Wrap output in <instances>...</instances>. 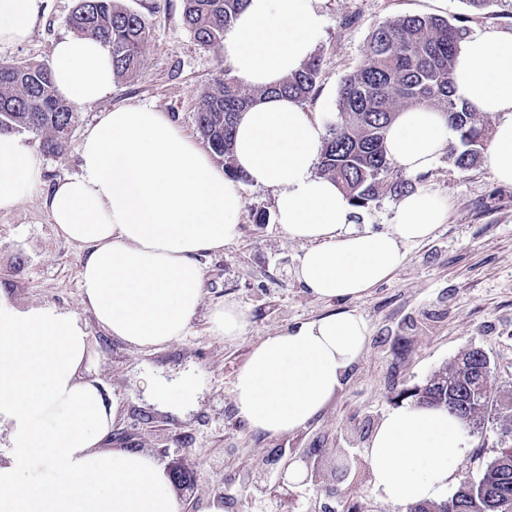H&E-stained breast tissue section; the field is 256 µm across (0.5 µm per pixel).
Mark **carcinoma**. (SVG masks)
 <instances>
[{"label": "carcinoma", "mask_w": 512, "mask_h": 512, "mask_svg": "<svg viewBox=\"0 0 512 512\" xmlns=\"http://www.w3.org/2000/svg\"><path fill=\"white\" fill-rule=\"evenodd\" d=\"M247 0H184V24L202 46H224V33ZM72 33L95 38L110 51L112 74L128 81L144 63L148 28L144 17L119 0H77L68 19ZM467 37L463 21L433 16H405L378 26L366 45L367 63L339 88L335 121L326 127L319 174L334 179L356 210L369 207L380 193L405 189L386 184L399 172L388 157L385 137L397 114L408 107L437 109L457 134L452 148L455 165L473 167L484 149V130L476 113L451 96V76ZM320 75L316 58L273 89L299 102L314 93ZM265 94L240 83L224 69L200 95L197 130L227 175L243 179L234 167L233 141L241 112ZM73 104L57 94L50 64L0 62V134H29L41 150L59 155L77 123ZM420 406L443 407L464 426L479 427L489 410L503 421V443L480 476L464 477L452 497L436 506H411L410 512H512V394L495 386L485 354L473 348L451 368L433 374L416 391Z\"/></svg>", "instance_id": "obj_1"}]
</instances>
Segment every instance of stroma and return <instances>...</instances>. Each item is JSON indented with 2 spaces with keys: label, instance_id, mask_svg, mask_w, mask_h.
Returning <instances> with one entry per match:
<instances>
[{
  "label": "stroma",
  "instance_id": "35a3bbf8",
  "mask_svg": "<svg viewBox=\"0 0 512 512\" xmlns=\"http://www.w3.org/2000/svg\"><path fill=\"white\" fill-rule=\"evenodd\" d=\"M124 2L146 20L145 62L134 79L113 84L104 100L78 107L64 153L40 156L34 191L12 211L0 212V282L7 283V296L20 307L49 305L79 316L93 351L90 373L119 406L107 447L140 448L165 468L181 467L185 479L173 487L178 504L221 496L226 512H346L353 504L361 512H408L407 505L377 496L364 461L383 415L414 405L416 389L474 347L488 357L500 390L512 391V186L497 183L485 162L462 170L440 156L427 175L411 178L410 188L441 196L448 206L445 223L429 240L402 246L403 260L389 279L360 298L340 301L316 298L299 283L303 244L275 221L254 223L255 211L273 213V193L241 183L239 235L201 257L202 305L187 335L157 351L137 350L96 322L81 294L82 252L57 234L43 200L58 179L78 172L82 136L102 112L145 106L197 136L198 98L220 76L224 52L193 38L183 0ZM75 4L48 0L30 40L0 46V62L49 61L53 43L70 32ZM320 8L325 26L314 55L321 72L305 106L326 121L336 116L342 81L363 64L367 40L383 23L405 15L459 16L469 35H512V0L482 10L465 0H321ZM227 300L248 315L244 336L233 342L212 336L207 322L210 309ZM343 312L363 317L369 342L340 393L305 429L271 437L249 428L237 415L233 389L252 346L280 328ZM185 375L197 388L191 410L162 411L146 403L149 379ZM466 436L471 453L459 473L476 478L500 447L501 426L492 415ZM279 448L298 457L320 448L324 455L317 482L289 486L271 500L241 476L260 469L265 483H274L278 471L268 459ZM342 459L350 469L340 479L335 466Z\"/></svg>",
  "mask_w": 512,
  "mask_h": 512
}]
</instances>
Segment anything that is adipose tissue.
Instances as JSON below:
<instances>
[{
  "mask_svg": "<svg viewBox=\"0 0 512 512\" xmlns=\"http://www.w3.org/2000/svg\"><path fill=\"white\" fill-rule=\"evenodd\" d=\"M45 0H0V46L32 35ZM318 0H247L224 35V59L262 97L236 127L234 163L249 182L275 193V219L306 244L298 281L320 299H353L390 277L401 247L430 238L448 207L432 191L403 196L386 231L357 229L349 200L316 174L326 128L295 100L266 95L300 70L323 30ZM63 98L94 104L114 79L107 47L71 35L51 52ZM453 96L496 114L486 162L512 185V38L467 39L452 73ZM440 112L413 107L389 128V157L405 174L428 172L452 138ZM80 171L45 199L58 234L84 254L80 281L98 324L144 351L186 335L203 298L201 255L223 249L239 231L243 198L236 180L163 113L144 106L99 115L82 139ZM37 156L15 134L0 135V212L34 189ZM212 336L245 333L234 302L209 312ZM369 337L357 313L330 314L262 338L234 382L239 417L279 437L306 428L341 390ZM89 337L70 312L21 308L0 295V512H178L171 478L139 448L104 446L117 418L95 380ZM470 448L460 419L441 407L392 410L364 453L375 493L392 503L437 501L455 483Z\"/></svg>",
  "mask_w": 512,
  "mask_h": 512,
  "instance_id": "obj_1",
  "label": "adipose tissue"
}]
</instances>
